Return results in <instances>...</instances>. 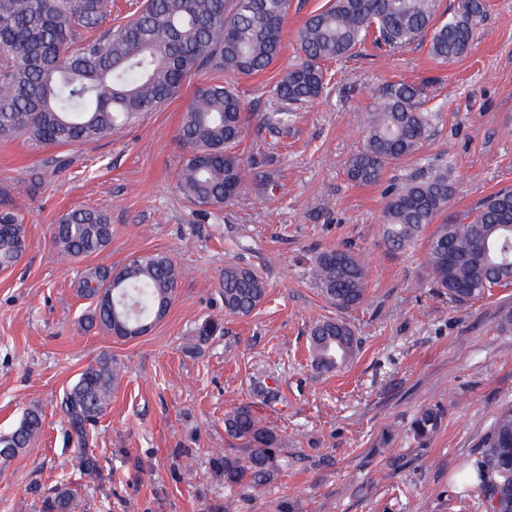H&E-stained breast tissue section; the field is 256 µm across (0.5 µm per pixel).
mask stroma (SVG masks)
I'll use <instances>...</instances> for the list:
<instances>
[{
    "mask_svg": "<svg viewBox=\"0 0 512 512\" xmlns=\"http://www.w3.org/2000/svg\"><path fill=\"white\" fill-rule=\"evenodd\" d=\"M328 0H290L277 61L250 76L224 75L251 111H270L269 87L297 57L298 32ZM427 81L439 112L430 138L389 164L379 183L347 177L363 144L366 109L388 83ZM195 90L186 84L124 132L71 147L0 142V191L26 218L27 248L0 270V433L30 405L44 424L30 447L0 458V512H38V490L74 483L84 512H483L458 474L483 452L496 414L512 405V286L471 302L450 301L425 266L426 243L383 240L389 194L447 164L448 218L512 188V0H486L467 56L441 64L428 42L399 50L365 44L330 63L322 94L292 105L277 136L250 126L240 145L254 172L235 205L201 219L176 188L186 157L176 140ZM108 214L112 241L98 255L64 258L50 228L68 210ZM348 249L366 264V297L337 308L309 276L314 258ZM169 255L181 278L165 316L146 335L81 331L87 303L75 283L86 269ZM255 270L265 299L246 316L225 314L219 275L227 263ZM206 318L222 333L196 345ZM341 318L359 349L340 372L313 368V321ZM124 366L88 449L100 478L72 466L64 442V390L100 354ZM253 404L281 436L278 474L226 498L217 454H240L224 430L234 405ZM442 417L418 442L407 430L425 407Z\"/></svg>",
    "mask_w": 512,
    "mask_h": 512,
    "instance_id": "1",
    "label": "stroma"
}]
</instances>
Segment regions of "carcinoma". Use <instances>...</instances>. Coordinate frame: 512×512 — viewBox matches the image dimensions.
<instances>
[{"instance_id":"obj_1","label":"carcinoma","mask_w":512,"mask_h":512,"mask_svg":"<svg viewBox=\"0 0 512 512\" xmlns=\"http://www.w3.org/2000/svg\"><path fill=\"white\" fill-rule=\"evenodd\" d=\"M437 0H329L302 27L301 61L284 70L270 89L279 107L264 114L245 111L239 96L219 84L199 86L183 112L177 140L188 152L178 190L205 207L203 217L241 195L252 167L236 151L252 120L271 134L288 128L286 105L317 98L325 83L323 65L374 43L406 47L432 32V57L448 63L472 49L484 0H464L448 21L435 25ZM288 0H146L133 17L112 25V0H0V139L22 138L37 147L79 146L130 125L176 97L197 75L240 77L266 70L280 56L288 21ZM422 84L387 85L370 106L365 144L348 163L358 185L377 183L386 166L412 155L429 136L433 113L422 109ZM453 184L441 166L390 196L383 236L394 248L414 244L426 228V264L435 287L455 302L478 300L512 285V190L484 198L466 224L436 223L448 210ZM51 238L69 258L105 250L112 240L108 215L74 208L53 225ZM27 247L25 217L0 208V269L14 266ZM310 276L336 306L352 308L366 296V270L351 252L330 249L314 260ZM174 260L161 253L137 256L120 267L93 268L76 282V293L90 301L79 320L84 330L99 328L133 337L166 314L178 287ZM224 311L250 314L265 298V282L255 271L229 263L220 281ZM206 318L196 329L204 344L219 333ZM357 340L341 319L314 321L309 329L312 366L335 372L356 355ZM120 364L103 353L64 392L61 411L74 467L94 477L100 465L87 451L90 432L104 414ZM441 413L421 409L410 425L417 440L440 428ZM43 427L41 408H27L12 431L0 434V457L27 448ZM225 431L244 441L239 456L216 458L230 491L256 488L277 474L274 448L280 435L265 426L251 404L224 414ZM481 458L468 468L464 485L481 498L485 512H512V408L495 417L483 441ZM39 512H77V489L61 482L40 495Z\"/></svg>"}]
</instances>
